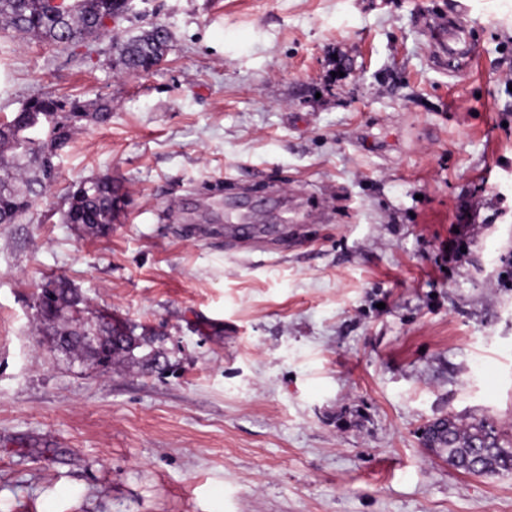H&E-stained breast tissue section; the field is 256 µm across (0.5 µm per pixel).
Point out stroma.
<instances>
[{
	"label": "stroma",
	"mask_w": 512,
	"mask_h": 512,
	"mask_svg": "<svg viewBox=\"0 0 512 512\" xmlns=\"http://www.w3.org/2000/svg\"><path fill=\"white\" fill-rule=\"evenodd\" d=\"M461 15L472 68L433 62ZM110 41L0 34V116L52 91L112 103L0 225V512H512L433 420L512 438V0H132ZM111 175L103 236L65 195ZM62 276L155 334L164 370L51 348ZM464 34L465 25L462 24L459 17H457L455 20L448 19V27L446 24L439 25L436 30V44L439 48V55L442 54L445 56L447 51V41L448 53H451L452 48L450 47V43L460 40ZM172 36L161 23L155 22L139 34L113 43L112 67L119 73H148L170 49Z\"/></svg>",
	"instance_id": "obj_1"
}]
</instances>
